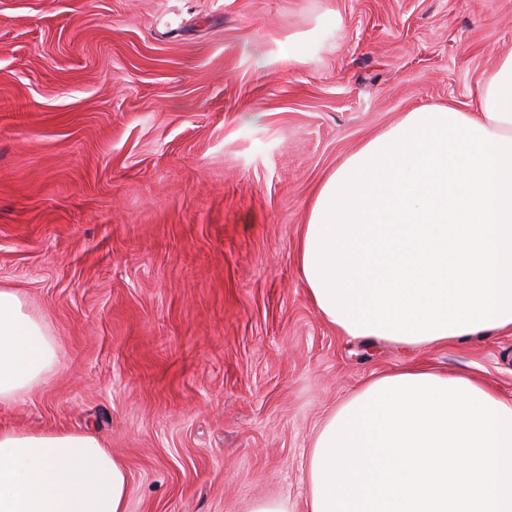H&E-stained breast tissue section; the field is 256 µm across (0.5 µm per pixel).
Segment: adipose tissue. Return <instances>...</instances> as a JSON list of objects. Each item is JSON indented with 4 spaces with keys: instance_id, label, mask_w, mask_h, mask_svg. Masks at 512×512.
<instances>
[{
    "instance_id": "obj_1",
    "label": "adipose tissue",
    "mask_w": 512,
    "mask_h": 512,
    "mask_svg": "<svg viewBox=\"0 0 512 512\" xmlns=\"http://www.w3.org/2000/svg\"><path fill=\"white\" fill-rule=\"evenodd\" d=\"M298 270L344 335L404 348L512 331V55L476 111L427 105L317 187ZM60 366L48 325L0 288V404ZM128 474L95 434L0 428V512H127ZM308 512H512V402L464 375L368 378L317 431Z\"/></svg>"
}]
</instances>
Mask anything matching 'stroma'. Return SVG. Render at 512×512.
I'll use <instances>...</instances> for the list:
<instances>
[{"label":"stroma","mask_w":512,"mask_h":512,"mask_svg":"<svg viewBox=\"0 0 512 512\" xmlns=\"http://www.w3.org/2000/svg\"><path fill=\"white\" fill-rule=\"evenodd\" d=\"M512 0H0V286L61 365L0 427L90 429L127 512H308L313 436L373 375L512 401V332L341 336L297 267L322 178L424 105L472 110Z\"/></svg>","instance_id":"obj_1"}]
</instances>
